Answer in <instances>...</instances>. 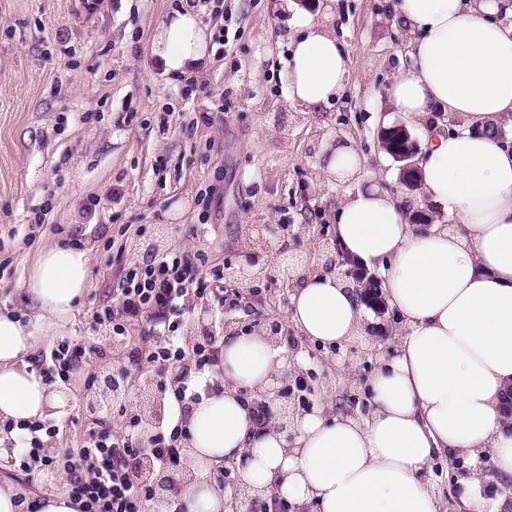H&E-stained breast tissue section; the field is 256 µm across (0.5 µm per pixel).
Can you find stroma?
I'll use <instances>...</instances> for the list:
<instances>
[{
    "label": "stroma",
    "mask_w": 512,
    "mask_h": 512,
    "mask_svg": "<svg viewBox=\"0 0 512 512\" xmlns=\"http://www.w3.org/2000/svg\"><path fill=\"white\" fill-rule=\"evenodd\" d=\"M396 2L337 0L330 25L350 52V72L342 98L311 111L286 101L293 28L283 0H198L210 56L192 76L164 74L150 53L158 20L181 0H0V313L21 315L34 332L26 363L85 335L87 313L111 303L124 274L113 248L133 256L161 233L227 267L265 225L284 224L288 258L317 263L336 208L362 185L417 202L419 190L380 148L383 129L396 124L423 141L386 95L413 41L393 21ZM199 112L210 125H194ZM345 139L363 166L359 180L336 183L321 158ZM82 224L92 225L89 236L79 235ZM79 242L92 251L88 288L66 323L37 324L20 288L39 250ZM291 295L276 277L233 283L225 330L248 334L277 321L297 408L367 417L370 377L404 333L399 315L374 314L334 350L297 336ZM471 467L464 456L430 462L444 512H460L454 481Z\"/></svg>",
    "instance_id": "obj_1"
}]
</instances>
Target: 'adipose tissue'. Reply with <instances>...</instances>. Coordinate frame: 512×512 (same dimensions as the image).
Instances as JSON below:
<instances>
[{"label": "adipose tissue", "mask_w": 512, "mask_h": 512, "mask_svg": "<svg viewBox=\"0 0 512 512\" xmlns=\"http://www.w3.org/2000/svg\"><path fill=\"white\" fill-rule=\"evenodd\" d=\"M296 30L288 100L329 106L349 72V51L326 19L333 0L309 12L284 0ZM503 0H398L396 18L418 33L410 65L389 90L396 111L425 121L417 177L424 197L454 220L423 230L379 185L352 194L336 214L341 257L383 273L381 294L407 334L370 381L368 419L304 414L287 441L258 427L243 393L262 390L286 364L285 348L265 333L229 335L224 385L186 415L190 459L207 475L184 488L186 512H224L209 473L235 465L254 494L290 512H441L428 463L438 453L490 462L460 481L466 512H490L486 478L512 487V26L498 21ZM151 54L165 72L186 74L208 56L198 12L183 4L158 26ZM466 119L445 132L428 123L433 108ZM86 250L52 245L24 285L42 320L65 322L89 283ZM291 321L300 336L342 346L364 325L357 291L338 272H309L296 287ZM33 333L0 314V420L37 421L63 400L23 363Z\"/></svg>", "instance_id": "ef3b65f1"}]
</instances>
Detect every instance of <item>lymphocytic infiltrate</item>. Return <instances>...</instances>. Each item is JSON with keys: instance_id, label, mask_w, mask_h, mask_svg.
I'll use <instances>...</instances> for the list:
<instances>
[{"instance_id": "f902f5d3", "label": "lymphocytic infiltrate", "mask_w": 512, "mask_h": 512, "mask_svg": "<svg viewBox=\"0 0 512 512\" xmlns=\"http://www.w3.org/2000/svg\"><path fill=\"white\" fill-rule=\"evenodd\" d=\"M203 308L209 313V330L190 336L189 322ZM89 329L87 341L55 345L40 372L42 380L67 387L80 375L85 387H94V374L83 373V366L111 355L113 346L129 345V354L115 364V371L129 380L160 382L167 406L154 427L152 465L159 471L189 466L185 413L223 382L222 271L199 269L178 246L160 249L147 264L128 263L111 304L93 312ZM117 414L122 420L116 427L112 419ZM91 418V425L80 432L79 447L64 453L47 444L60 431L57 423L20 422L13 439L15 461L28 474L65 475L76 512H143L150 490L129 468L130 459L140 452L136 415L121 402L102 399L92 407Z\"/></svg>"}]
</instances>
